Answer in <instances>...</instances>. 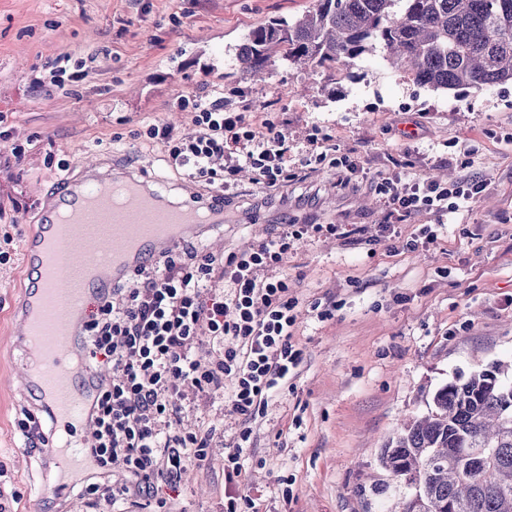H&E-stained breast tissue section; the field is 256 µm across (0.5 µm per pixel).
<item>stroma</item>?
I'll return each instance as SVG.
<instances>
[{"mask_svg": "<svg viewBox=\"0 0 512 512\" xmlns=\"http://www.w3.org/2000/svg\"><path fill=\"white\" fill-rule=\"evenodd\" d=\"M315 0H0V504L7 512H80L82 476H67L45 448L15 428L37 410L16 381L30 357L18 334L28 283L21 250L64 172L112 159L159 177L180 201L192 183L166 166L149 124L193 128L178 96L223 94L224 109L288 131L290 178L276 187L250 171L224 192V224L207 249L225 255L280 224H333L339 233L297 241L277 274L300 301L295 376L272 394L241 455L236 481L254 512H387L370 494L382 478L379 450L402 419L425 412L455 376L512 363V83L476 92L436 90L395 69L382 53L345 71L313 76L288 64L242 83L234 65L251 29L293 20ZM68 56L78 81L53 82L49 59ZM22 145L14 155L13 145ZM355 163L338 182L343 158ZM68 170H60L61 162ZM467 175L483 195L449 214L438 241L397 249L434 213L392 215L378 188L388 180ZM331 310L321 319L312 302ZM188 431L214 429L210 458L170 492L171 512H224V454L239 422L222 397L185 405ZM66 482V497L50 488Z\"/></svg>", "mask_w": 512, "mask_h": 512, "instance_id": "35a3bbf8", "label": "stroma"}]
</instances>
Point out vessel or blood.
Segmentation results:
<instances>
[{"label":"vessel or blood","instance_id":"1","mask_svg":"<svg viewBox=\"0 0 512 512\" xmlns=\"http://www.w3.org/2000/svg\"><path fill=\"white\" fill-rule=\"evenodd\" d=\"M82 172L79 179L63 178L56 195L55 212L70 214L71 223L45 220L29 236L22 253L27 273L44 270L49 263L56 270L51 282L29 291L33 303L44 311L45 324L37 340L41 370L24 374L22 387L40 398L43 410L58 426L49 442L52 454L76 468L86 460L85 445L71 438L70 431L74 424H89L101 378L71 363L73 352L85 346L82 326L71 315V302L85 305L106 297L137 268L163 257L173 245L163 225L183 224L205 232L224 222L222 205L192 195L172 202L155 180L133 169L118 178L128 189L125 205L110 211L99 194L105 176L93 165L83 166ZM108 253L116 258L111 276L87 282L86 270Z\"/></svg>","mask_w":512,"mask_h":512}]
</instances>
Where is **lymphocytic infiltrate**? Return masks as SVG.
<instances>
[{
	"label": "lymphocytic infiltrate",
	"instance_id": "lymphocytic-infiltrate-1",
	"mask_svg": "<svg viewBox=\"0 0 512 512\" xmlns=\"http://www.w3.org/2000/svg\"><path fill=\"white\" fill-rule=\"evenodd\" d=\"M193 110V129L149 125L170 166L207 184L227 187L242 168L276 186L288 177V133L272 123L253 126L243 112H228L223 99L182 98ZM259 141L260 150L240 151ZM482 181L446 184L422 179L383 183L388 204L403 214L429 210L444 216L476 201ZM335 225H281L267 239L216 258L192 247L137 269L99 302L84 323L86 361L109 376L97 394L88 450L96 468L120 467L118 480L82 488L91 499L141 501L148 512H169L160 485L176 487L188 462L206 461L210 435L177 426L186 390L220 394L240 428L224 456V512H251L250 498L234 484L241 452L253 443L252 424L265 415L270 392L287 383L302 360L293 340L299 299L287 276H272L294 240L335 232Z\"/></svg>",
	"mask_w": 512,
	"mask_h": 512
}]
</instances>
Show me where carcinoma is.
Listing matches in <instances>:
<instances>
[{"instance_id":"carcinoma-1","label":"carcinoma","mask_w":512,"mask_h":512,"mask_svg":"<svg viewBox=\"0 0 512 512\" xmlns=\"http://www.w3.org/2000/svg\"><path fill=\"white\" fill-rule=\"evenodd\" d=\"M382 49L393 67L434 89L512 82V0H316L295 20L248 32L240 78L288 62L347 69ZM512 364L440 386L380 450L400 492L394 512H512Z\"/></svg>"}]
</instances>
